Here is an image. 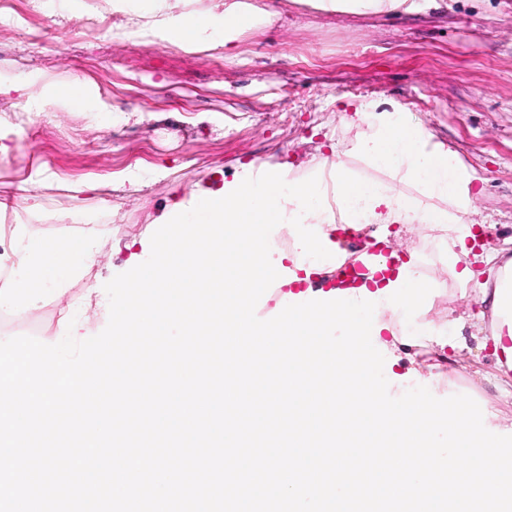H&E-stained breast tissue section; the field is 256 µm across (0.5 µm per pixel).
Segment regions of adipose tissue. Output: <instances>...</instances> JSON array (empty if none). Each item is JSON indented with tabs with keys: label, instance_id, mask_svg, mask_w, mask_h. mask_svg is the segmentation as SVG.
Instances as JSON below:
<instances>
[{
	"label": "adipose tissue",
	"instance_id": "adipose-tissue-1",
	"mask_svg": "<svg viewBox=\"0 0 512 512\" xmlns=\"http://www.w3.org/2000/svg\"><path fill=\"white\" fill-rule=\"evenodd\" d=\"M187 0H142L136 20L140 29L164 27L187 43L200 44L251 29L257 15L244 0H229L223 10L198 13L186 10ZM419 124L382 116L360 133L355 150L363 162L388 178L412 185L414 194L396 195L379 185L352 178L343 163L333 164L336 203L342 209L359 210L370 224H428L436 228L445 247V259L454 279L476 283L490 320L489 339L497 370L512 371V252L490 254L492 281H478L468 260L467 235L477 195L471 179L448 149L427 151ZM96 238L82 232L55 238L21 234L16 260L9 270L8 287L0 289V314L22 318L47 291L65 294L68 282L95 259Z\"/></svg>",
	"mask_w": 512,
	"mask_h": 512
}]
</instances>
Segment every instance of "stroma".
<instances>
[{
  "label": "stroma",
  "mask_w": 512,
  "mask_h": 512,
  "mask_svg": "<svg viewBox=\"0 0 512 512\" xmlns=\"http://www.w3.org/2000/svg\"><path fill=\"white\" fill-rule=\"evenodd\" d=\"M260 20L228 45H189L140 32L133 8L109 28L83 0H0V263L15 262L16 230L67 234L54 217L98 216V253L65 297L46 293L22 319L0 320V341L63 339L72 316L100 333L104 286L151 252L171 207L246 166L316 172L351 145L341 120L361 108L405 114L431 145L454 151L480 189L478 223L512 248V0H408L409 10L349 13L322 0H247ZM76 81L92 106L70 112L52 87ZM475 288L426 303L429 335L385 357L392 395L420 365L432 394H465L512 435V378L468 337L446 341L449 318L475 319Z\"/></svg>",
  "instance_id": "stroma-1"
}]
</instances>
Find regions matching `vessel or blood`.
<instances>
[{"instance_id":"b4317fda","label":"vessel or blood","mask_w":512,"mask_h":512,"mask_svg":"<svg viewBox=\"0 0 512 512\" xmlns=\"http://www.w3.org/2000/svg\"><path fill=\"white\" fill-rule=\"evenodd\" d=\"M330 241L329 250L335 260L328 271L308 272L293 262L283 265L278 278L257 303L258 318L267 319L269 309L277 306L343 300L353 293L368 296L376 292L383 277V253L350 231L333 235Z\"/></svg>"}]
</instances>
